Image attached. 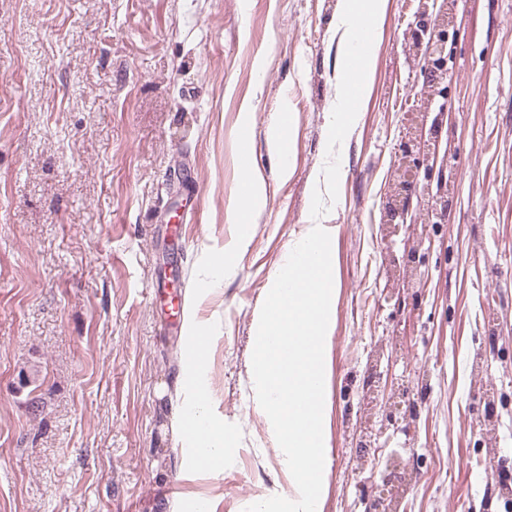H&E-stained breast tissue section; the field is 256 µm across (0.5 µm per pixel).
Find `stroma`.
Masks as SVG:
<instances>
[{"label": "stroma", "instance_id": "35a3bbf8", "mask_svg": "<svg viewBox=\"0 0 512 512\" xmlns=\"http://www.w3.org/2000/svg\"><path fill=\"white\" fill-rule=\"evenodd\" d=\"M339 0H0V512H244L281 494L248 379L254 313L303 230L339 80ZM442 0H388L344 139L323 512H512V0H458L430 118L445 216L382 231ZM290 101V179L267 131ZM251 107L265 204L236 270L237 132ZM424 236L413 266L407 240ZM210 338V415L235 439L201 472L157 387L188 398ZM179 485L180 496L169 494ZM208 349V338L207 336H202L200 344L195 342L194 338L189 339L184 345L183 353L187 359L196 363L197 371H204L207 364ZM190 361H188L185 375H189L193 370V364Z\"/></svg>", "mask_w": 512, "mask_h": 512}]
</instances>
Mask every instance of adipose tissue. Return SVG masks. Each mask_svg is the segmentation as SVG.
Listing matches in <instances>:
<instances>
[{
  "mask_svg": "<svg viewBox=\"0 0 512 512\" xmlns=\"http://www.w3.org/2000/svg\"><path fill=\"white\" fill-rule=\"evenodd\" d=\"M172 429L179 439H192L202 450L199 467L215 470L224 461V454L232 438L222 424L210 419L205 392H198L192 401L171 406Z\"/></svg>",
  "mask_w": 512,
  "mask_h": 512,
  "instance_id": "adipose-tissue-1",
  "label": "adipose tissue"
}]
</instances>
